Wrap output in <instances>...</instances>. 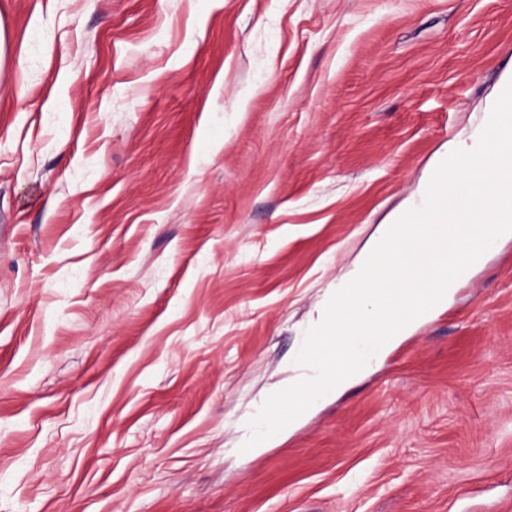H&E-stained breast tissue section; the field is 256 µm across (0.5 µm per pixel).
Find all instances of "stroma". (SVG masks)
<instances>
[{"mask_svg": "<svg viewBox=\"0 0 512 512\" xmlns=\"http://www.w3.org/2000/svg\"><path fill=\"white\" fill-rule=\"evenodd\" d=\"M511 64L512 0H0V512H512V237L239 451Z\"/></svg>", "mask_w": 512, "mask_h": 512, "instance_id": "obj_1", "label": "stroma"}]
</instances>
